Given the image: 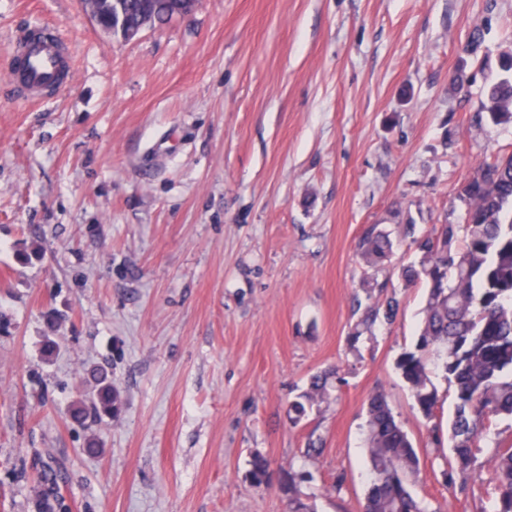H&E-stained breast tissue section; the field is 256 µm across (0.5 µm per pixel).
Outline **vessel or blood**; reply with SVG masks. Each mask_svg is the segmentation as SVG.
<instances>
[{"label": "vessel or blood", "mask_w": 512, "mask_h": 512, "mask_svg": "<svg viewBox=\"0 0 512 512\" xmlns=\"http://www.w3.org/2000/svg\"><path fill=\"white\" fill-rule=\"evenodd\" d=\"M72 55L68 43L46 24L18 31L7 54L10 81L17 99L42 100L47 89L64 91Z\"/></svg>", "instance_id": "1"}]
</instances>
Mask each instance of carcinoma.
<instances>
[{
    "label": "carcinoma",
    "mask_w": 512,
    "mask_h": 512,
    "mask_svg": "<svg viewBox=\"0 0 512 512\" xmlns=\"http://www.w3.org/2000/svg\"><path fill=\"white\" fill-rule=\"evenodd\" d=\"M100 20L122 37L180 16L181 0H98ZM500 78L488 89L481 112L495 124H512V50L498 60ZM458 200L466 207V223L443 224L432 238L414 237L419 261L403 268L410 284L426 285L424 316L414 346L402 352L396 368L411 391L415 405L432 417L439 398L429 376V362H441L454 398L450 423L451 457L444 481L464 492L475 478V448L493 421L512 417V156L485 161L460 187ZM462 244H457L459 232ZM366 266L384 265L393 253L390 234L372 228L360 239ZM399 309L394 297L366 306L360 324L382 319L393 322ZM336 369L313 375L308 389L288 408L297 424L313 406L330 395ZM95 389L71 409L75 420L113 416L119 394L108 374H94ZM367 448L372 481L362 512H422L410 491L419 474V457L408 434L382 394L367 405ZM497 500L494 512H512V448L495 459ZM251 478L269 485L267 460L256 454Z\"/></svg>",
    "instance_id": "obj_1"
}]
</instances>
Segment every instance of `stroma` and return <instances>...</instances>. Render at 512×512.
I'll return each mask as SVG.
<instances>
[{
  "label": "stroma",
  "mask_w": 512,
  "mask_h": 512,
  "mask_svg": "<svg viewBox=\"0 0 512 512\" xmlns=\"http://www.w3.org/2000/svg\"><path fill=\"white\" fill-rule=\"evenodd\" d=\"M35 23L74 68L28 107L0 69V512H38L47 476L55 512H286L291 485L313 512H361L378 392L418 451L426 512H492L512 421L481 440L470 490L448 487L445 375L431 366L428 419L395 367L423 319L426 290L402 275L418 255L400 242L374 270L358 243L373 224L463 223L461 184L512 154V124L476 118L512 0H198L133 42L82 0H0V55ZM389 296L395 320L352 341L357 302ZM94 365L120 410L81 424ZM332 367V397L291 424ZM256 453L269 487L250 480ZM335 375L336 368H329L310 378L308 389L289 405L288 415L294 424L304 419L308 410L314 405L322 403L328 398L332 388L331 380Z\"/></svg>",
  "instance_id": "1"
}]
</instances>
